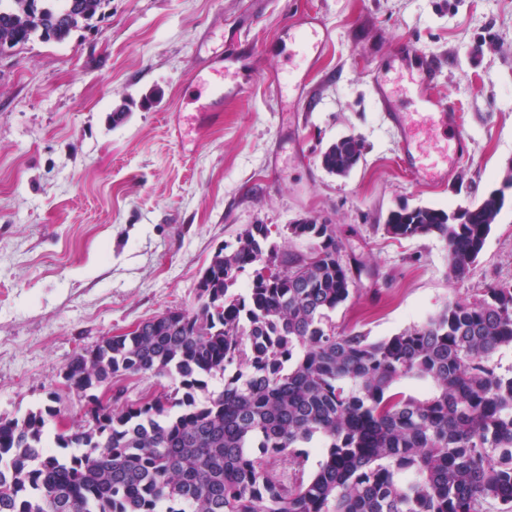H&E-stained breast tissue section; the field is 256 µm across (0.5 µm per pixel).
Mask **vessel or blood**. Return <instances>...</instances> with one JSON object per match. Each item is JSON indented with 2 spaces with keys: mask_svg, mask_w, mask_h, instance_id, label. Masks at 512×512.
<instances>
[{
  "mask_svg": "<svg viewBox=\"0 0 512 512\" xmlns=\"http://www.w3.org/2000/svg\"><path fill=\"white\" fill-rule=\"evenodd\" d=\"M415 89L416 107L410 112L391 111L399 92L393 80L380 76L374 81L377 101L388 109L400 143V162L418 181L441 185L456 172L468 148L459 134H448V112L452 102L436 98L434 90L440 77L437 61L422 52L399 50L395 53ZM430 128L436 139L434 153L424 152L419 138L422 128Z\"/></svg>",
  "mask_w": 512,
  "mask_h": 512,
  "instance_id": "1",
  "label": "vessel or blood"
}]
</instances>
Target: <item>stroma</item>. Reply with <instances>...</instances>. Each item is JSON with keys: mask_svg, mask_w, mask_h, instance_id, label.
<instances>
[{"mask_svg": "<svg viewBox=\"0 0 512 512\" xmlns=\"http://www.w3.org/2000/svg\"><path fill=\"white\" fill-rule=\"evenodd\" d=\"M309 17L327 31L315 58L285 29ZM398 43L445 61L437 91L469 145L447 184L401 167L376 106L372 79ZM236 47L244 89L198 130L211 91L194 76ZM345 136L364 152L342 178L321 154ZM511 171L512 0H111L92 29L0 55V417L50 404L49 435L85 424L67 363L193 309L213 254L251 224L279 245L298 220L334 226L359 270L331 315L341 333L382 339L510 285ZM499 187L506 204L463 279L439 237L385 231L398 205L448 210Z\"/></svg>", "mask_w": 512, "mask_h": 512, "instance_id": "1", "label": "stroma"}]
</instances>
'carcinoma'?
<instances>
[{
    "mask_svg": "<svg viewBox=\"0 0 512 512\" xmlns=\"http://www.w3.org/2000/svg\"><path fill=\"white\" fill-rule=\"evenodd\" d=\"M108 0H3L0 53L37 37L60 42L92 27ZM344 137L322 154L331 174L359 163ZM505 201L400 206L395 239L435 235L452 277L481 253ZM306 251L279 248L250 224L202 272L197 306L169 310L137 331L105 338L72 358L64 377L87 394L122 377L177 382L100 404L92 420L46 450L47 405L0 419V512H512V371L491 356L512 346V285H490L424 322L373 339L336 332L330 313L356 292L330 224L287 226ZM253 275L242 293L238 275ZM224 374V390L207 379ZM403 378L431 392L397 391ZM324 458L305 475L307 447Z\"/></svg>",
    "mask_w": 512,
    "mask_h": 512,
    "instance_id": "carcinoma-1",
    "label": "carcinoma"
}]
</instances>
